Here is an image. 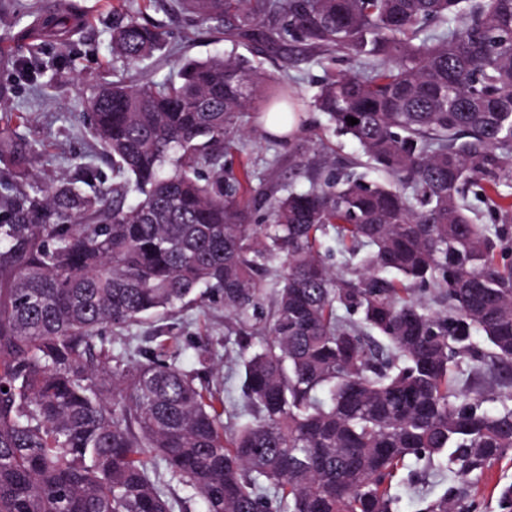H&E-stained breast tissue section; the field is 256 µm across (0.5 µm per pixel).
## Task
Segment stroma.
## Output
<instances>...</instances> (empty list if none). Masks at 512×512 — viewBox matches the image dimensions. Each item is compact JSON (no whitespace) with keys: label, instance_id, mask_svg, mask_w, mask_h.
<instances>
[{"label":"stroma","instance_id":"1","mask_svg":"<svg viewBox=\"0 0 512 512\" xmlns=\"http://www.w3.org/2000/svg\"><path fill=\"white\" fill-rule=\"evenodd\" d=\"M122 2L139 20L159 25L166 33V49L141 61L138 74L155 82L173 80L184 60L230 53L245 58L265 75L266 82L256 91L247 112L224 135L229 145L223 158L225 176L236 174L243 161L249 162L253 172V220H260L265 212V195L308 188L313 175L331 169L342 171L355 165L365 180H382V173L361 164L358 144L335 133L326 115L315 108H308L300 134L289 141L268 137L259 119L270 86L278 79H288L309 101L331 77L369 73L365 61L289 48L273 53L249 40L232 44L177 10L173 0ZM9 4V9L0 11V45H16L19 31L34 22L35 7L49 5L55 14L72 18L67 28L43 42L38 53L21 50V67L0 60V85L14 88L8 101L0 102V113L22 116L17 132L31 150V183L74 177L80 165L95 170L99 179L111 181L112 163L91 133L87 108L88 98L123 72L122 63L112 59L107 0H9ZM228 325L224 306L217 303L204 308L189 305L164 320L161 327L164 335L177 339L181 346L178 360L189 369L197 365L198 339L207 340L214 358L203 373L221 382L229 373L224 356ZM449 486L447 475L431 471L421 474L413 488L396 482L397 510L418 512L420 496L437 497Z\"/></svg>","mask_w":512,"mask_h":512}]
</instances>
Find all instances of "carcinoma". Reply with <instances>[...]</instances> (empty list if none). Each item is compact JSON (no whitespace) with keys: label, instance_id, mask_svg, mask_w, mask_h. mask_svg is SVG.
Listing matches in <instances>:
<instances>
[{"label":"carcinoma","instance_id":"1","mask_svg":"<svg viewBox=\"0 0 512 512\" xmlns=\"http://www.w3.org/2000/svg\"><path fill=\"white\" fill-rule=\"evenodd\" d=\"M176 2L231 43L387 58L312 106L389 182L330 172L247 223L251 171L201 173L264 81L234 55L93 94L107 187L84 171L25 191L30 151L1 116L0 512H175L172 482L206 512H397L409 458L453 482L419 512H477L512 453V259L468 203L512 221V0ZM110 10L114 59L162 50ZM267 107L298 123L307 102L279 81ZM331 230L345 275L319 252ZM205 299L232 318L240 405L178 344L104 335Z\"/></svg>","mask_w":512,"mask_h":512}]
</instances>
